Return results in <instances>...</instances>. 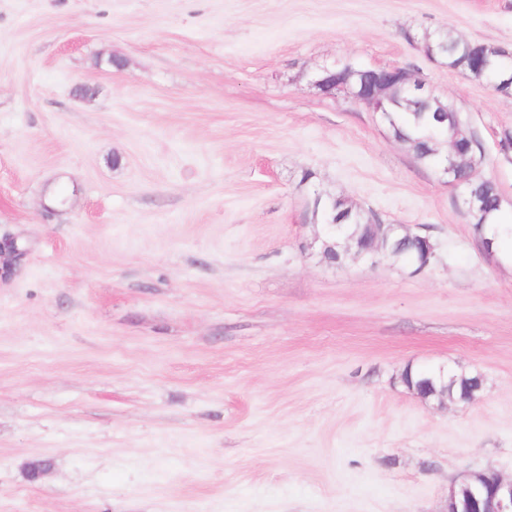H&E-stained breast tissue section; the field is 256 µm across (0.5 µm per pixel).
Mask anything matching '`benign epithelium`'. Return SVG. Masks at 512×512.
<instances>
[{
	"instance_id": "obj_1",
	"label": "benign epithelium",
	"mask_w": 512,
	"mask_h": 512,
	"mask_svg": "<svg viewBox=\"0 0 512 512\" xmlns=\"http://www.w3.org/2000/svg\"><path fill=\"white\" fill-rule=\"evenodd\" d=\"M350 73H337L330 68L322 69L315 77L314 84L322 91L333 94L345 91L359 104L364 105L381 117L388 118L385 104L396 101L399 91H411L426 101L439 102V98L428 90L422 80L415 78L408 71L398 67H377L371 70L369 79L361 82L355 90L349 84ZM471 146L450 143L448 154L441 161L440 172L447 183L457 189L463 182L462 175L476 165L475 155L470 153ZM372 247L376 255L386 253L391 243L400 241L417 242L434 252V245L427 236L413 233L402 224H372ZM320 243L323 259L331 265L336 264V248L339 247L338 236L333 225L325 224ZM19 257L16 244L11 239L0 240V268L9 271L12 261ZM448 512H512V478L507 479L492 469L477 472L448 493Z\"/></svg>"
}]
</instances>
